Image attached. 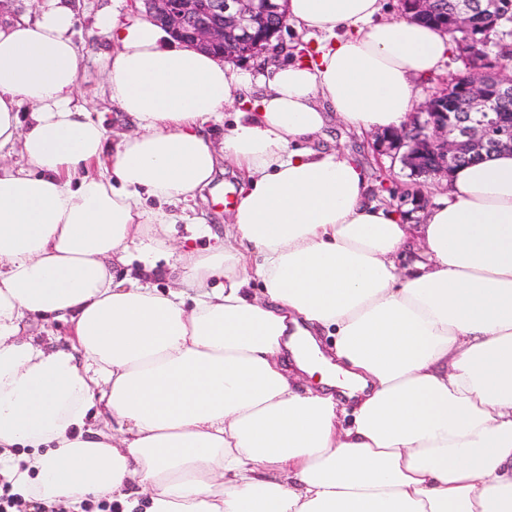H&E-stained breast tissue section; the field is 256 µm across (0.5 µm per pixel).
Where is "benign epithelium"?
Returning <instances> with one entry per match:
<instances>
[{"label":"benign epithelium","mask_w":512,"mask_h":512,"mask_svg":"<svg viewBox=\"0 0 512 512\" xmlns=\"http://www.w3.org/2000/svg\"><path fill=\"white\" fill-rule=\"evenodd\" d=\"M140 2L147 19L166 28L189 47L224 59L252 57L287 24L285 0H131ZM401 11L417 18L445 13L441 0H399ZM512 22V4L503 0H456L450 28L477 37L487 19ZM465 101L462 111L448 102V93L422 102L412 122L385 132L379 146L409 170V177H446L455 162L483 160L512 149V70L486 61L454 89Z\"/></svg>","instance_id":"7a95c632"}]
</instances>
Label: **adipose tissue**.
Returning a JSON list of instances; mask_svg holds the SVG:
<instances>
[{
	"label": "adipose tissue",
	"instance_id": "1",
	"mask_svg": "<svg viewBox=\"0 0 512 512\" xmlns=\"http://www.w3.org/2000/svg\"><path fill=\"white\" fill-rule=\"evenodd\" d=\"M382 9L287 0L314 52L257 74L111 21L105 85L131 125L111 153L76 102L69 0L0 16V477L19 500L512 512V152L453 170L411 224L355 155L303 144L336 120L401 127L443 68L444 29ZM225 164L223 245L181 249L159 290L168 225L204 233L184 206Z\"/></svg>",
	"mask_w": 512,
	"mask_h": 512
}]
</instances>
